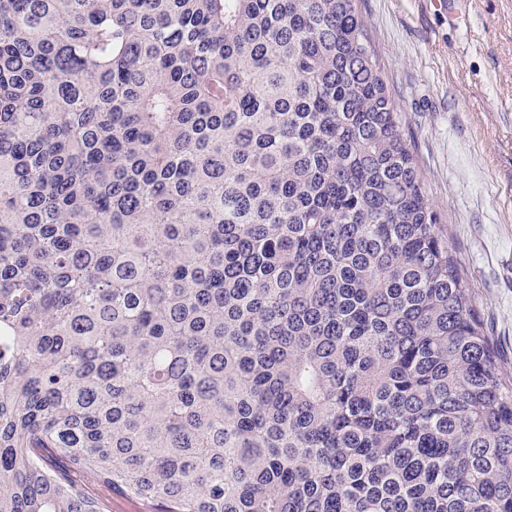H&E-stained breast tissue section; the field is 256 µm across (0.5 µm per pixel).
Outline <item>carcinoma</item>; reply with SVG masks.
<instances>
[{"label":"carcinoma","instance_id":"carcinoma-1","mask_svg":"<svg viewBox=\"0 0 512 512\" xmlns=\"http://www.w3.org/2000/svg\"><path fill=\"white\" fill-rule=\"evenodd\" d=\"M401 123L357 0H0V512H512Z\"/></svg>","mask_w":512,"mask_h":512}]
</instances>
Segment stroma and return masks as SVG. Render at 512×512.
<instances>
[{
  "instance_id": "1",
  "label": "stroma",
  "mask_w": 512,
  "mask_h": 512,
  "mask_svg": "<svg viewBox=\"0 0 512 512\" xmlns=\"http://www.w3.org/2000/svg\"><path fill=\"white\" fill-rule=\"evenodd\" d=\"M427 198L512 376V0H358Z\"/></svg>"
}]
</instances>
